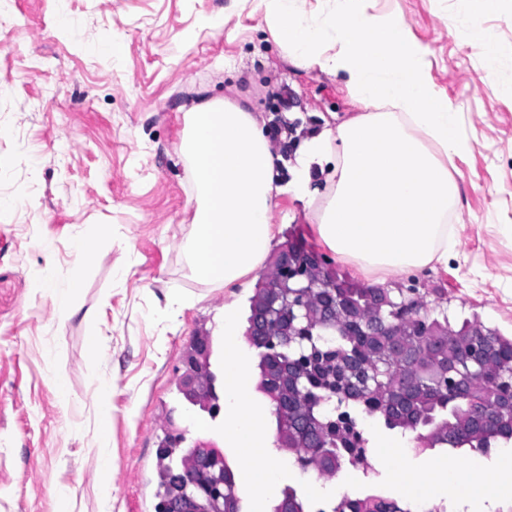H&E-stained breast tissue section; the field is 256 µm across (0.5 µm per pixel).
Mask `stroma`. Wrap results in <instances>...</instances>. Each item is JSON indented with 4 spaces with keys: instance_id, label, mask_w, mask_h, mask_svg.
I'll return each instance as SVG.
<instances>
[{
    "instance_id": "35a3bbf8",
    "label": "stroma",
    "mask_w": 512,
    "mask_h": 512,
    "mask_svg": "<svg viewBox=\"0 0 512 512\" xmlns=\"http://www.w3.org/2000/svg\"><path fill=\"white\" fill-rule=\"evenodd\" d=\"M368 13L403 22L424 45L425 70L459 107L469 144L448 171L459 230L447 265L387 275L428 310L472 315L512 334V0H471L495 35L488 63L461 25L455 0H366ZM121 41L113 57L106 46ZM246 95L285 163L296 132L336 127L362 109L344 77L296 67L271 35L262 0H9L0 12V512H155L157 452L169 427L187 445L222 448L224 419L179 391L188 345L208 337L215 391L224 385V306L248 317L254 285L198 280L185 241L194 198L181 153L185 114L210 99ZM274 248L297 241L322 251L300 203L281 197ZM97 246L76 266L73 245ZM80 272L75 315L36 290L44 271ZM183 296L181 305L169 294ZM98 353H90L91 341ZM67 398H60L57 381ZM110 386L111 425L99 435V391ZM112 461L99 465L101 456ZM275 491L313 486L378 495L417 512L404 479H427L434 461L482 468L484 455L434 448L334 477L302 471L288 453Z\"/></svg>"
}]
</instances>
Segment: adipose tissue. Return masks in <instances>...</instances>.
Returning <instances> with one entry per match:
<instances>
[{
  "instance_id": "adipose-tissue-1",
  "label": "adipose tissue",
  "mask_w": 512,
  "mask_h": 512,
  "mask_svg": "<svg viewBox=\"0 0 512 512\" xmlns=\"http://www.w3.org/2000/svg\"><path fill=\"white\" fill-rule=\"evenodd\" d=\"M271 33L293 62L344 75L362 114L336 128L308 134L295 151L292 178L278 185V164L262 124L241 100L193 106L181 152L195 187L193 232L187 253L201 281L232 286L261 267L276 239L271 216L280 195L302 202L321 243L369 276L419 272L444 263L456 245L448 210L459 195L448 161L465 152L455 101L438 90L421 62L425 47L397 20L368 14L364 0H334L326 16L306 15L296 0H264ZM339 49L327 53L326 37ZM324 188H316V181ZM234 305L224 308V433L239 451L241 469L265 512L279 471L259 465L268 438L250 393L253 376L237 341ZM465 485L464 502L478 512L494 489L512 488V462L494 482L477 469L431 465L419 497H445Z\"/></svg>"
}]
</instances>
